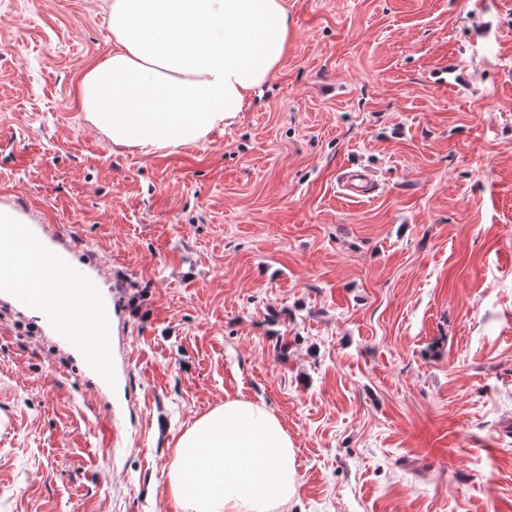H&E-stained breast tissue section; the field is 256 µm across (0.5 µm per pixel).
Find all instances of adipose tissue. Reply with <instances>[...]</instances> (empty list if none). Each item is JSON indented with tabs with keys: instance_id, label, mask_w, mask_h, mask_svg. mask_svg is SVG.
<instances>
[{
	"instance_id": "obj_1",
	"label": "adipose tissue",
	"mask_w": 512,
	"mask_h": 512,
	"mask_svg": "<svg viewBox=\"0 0 512 512\" xmlns=\"http://www.w3.org/2000/svg\"><path fill=\"white\" fill-rule=\"evenodd\" d=\"M111 54L84 73L82 109L113 144L204 140L231 122L288 47L284 0H112ZM300 476L263 404L228 400L178 439L167 491L179 512H287Z\"/></svg>"
}]
</instances>
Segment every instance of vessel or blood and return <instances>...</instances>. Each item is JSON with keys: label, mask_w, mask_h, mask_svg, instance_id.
<instances>
[{"label": "vessel or blood", "mask_w": 512, "mask_h": 512, "mask_svg": "<svg viewBox=\"0 0 512 512\" xmlns=\"http://www.w3.org/2000/svg\"><path fill=\"white\" fill-rule=\"evenodd\" d=\"M36 224L0 225V294L37 312L44 325L84 362L96 385H112V308L86 265L46 245Z\"/></svg>", "instance_id": "b4317fda"}]
</instances>
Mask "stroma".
I'll list each match as a JSON object with an SVG mask.
<instances>
[{
  "label": "stroma",
  "mask_w": 512,
  "mask_h": 512,
  "mask_svg": "<svg viewBox=\"0 0 512 512\" xmlns=\"http://www.w3.org/2000/svg\"><path fill=\"white\" fill-rule=\"evenodd\" d=\"M284 2L245 111L148 150L77 98L110 0H0V204L113 311L100 391L0 302V512H177L175 442L232 399L293 441L288 512H512V0Z\"/></svg>",
  "instance_id": "1"
}]
</instances>
